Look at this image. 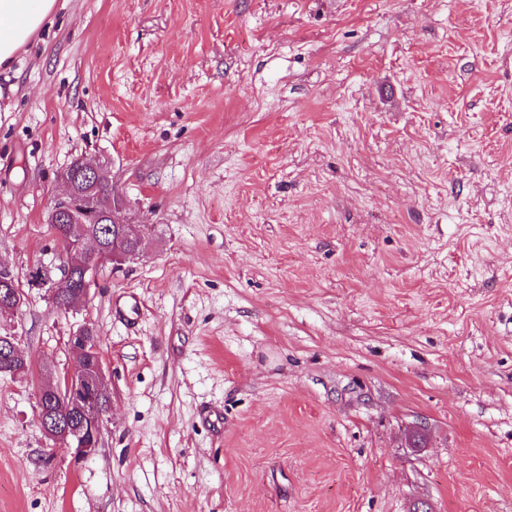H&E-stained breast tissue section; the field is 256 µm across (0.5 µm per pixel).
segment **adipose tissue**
<instances>
[{"instance_id":"adipose-tissue-1","label":"adipose tissue","mask_w":512,"mask_h":512,"mask_svg":"<svg viewBox=\"0 0 512 512\" xmlns=\"http://www.w3.org/2000/svg\"><path fill=\"white\" fill-rule=\"evenodd\" d=\"M56 0H0V66L46 23L52 22Z\"/></svg>"}]
</instances>
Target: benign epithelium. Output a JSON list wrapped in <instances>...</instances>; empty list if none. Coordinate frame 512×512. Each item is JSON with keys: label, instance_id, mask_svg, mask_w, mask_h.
Masks as SVG:
<instances>
[{"label": "benign epithelium", "instance_id": "obj_1", "mask_svg": "<svg viewBox=\"0 0 512 512\" xmlns=\"http://www.w3.org/2000/svg\"><path fill=\"white\" fill-rule=\"evenodd\" d=\"M81 174L87 189L80 195L71 185L64 194L56 197L49 208L51 223H58V217L63 215L66 216L67 224L102 223L100 204L90 197V193L96 191L100 185L109 182L110 171L106 166L96 162L82 166ZM109 206L111 208L109 218L112 223L122 231H127L131 222L125 214L123 199L115 194ZM55 240L64 257L89 249V245L84 242L82 236L68 233L64 229L57 230ZM126 259L127 255L116 244L110 251L92 252L90 259L83 266L85 280L76 291L80 303L83 304L88 300L90 291L96 284L99 264L108 260L122 262ZM70 344L84 355L86 361L77 365L73 371L65 373L58 381L40 389L38 419L48 438L55 441L62 440L66 442L68 449L74 451L75 456L88 458L97 450L105 413L109 406V403L103 402V397L110 395V392L105 382L99 337L88 326L83 325L71 336ZM57 401L80 414L81 426L73 428L65 420L50 419L43 413L44 406L52 405Z\"/></svg>", "mask_w": 512, "mask_h": 512}]
</instances>
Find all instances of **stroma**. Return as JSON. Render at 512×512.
<instances>
[{
    "instance_id": "1",
    "label": "stroma",
    "mask_w": 512,
    "mask_h": 512,
    "mask_svg": "<svg viewBox=\"0 0 512 512\" xmlns=\"http://www.w3.org/2000/svg\"><path fill=\"white\" fill-rule=\"evenodd\" d=\"M56 2L0 67V512H512V0ZM81 156L147 249L64 312L33 274ZM84 324L80 459L37 397ZM140 313V300L133 292L124 293L114 302L113 314L115 319L128 327H135ZM70 344L84 355L86 361L78 364L72 372L65 373L56 383L51 382L40 389L38 419L49 439L65 441L67 449L73 450L75 456L88 458L97 450L110 404V400L104 403L103 397L110 396V392L105 382L99 337L83 325L71 336ZM57 401L71 410L56 404L51 408L55 419H50L45 415L43 405ZM72 410L82 417L80 427L73 428L67 421L59 420L67 419L74 423L77 414Z\"/></svg>"
}]
</instances>
